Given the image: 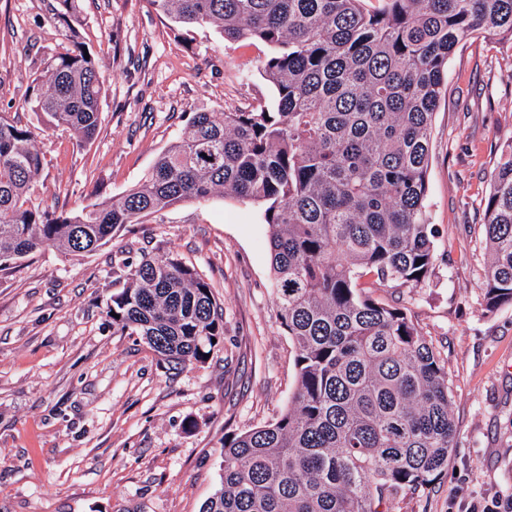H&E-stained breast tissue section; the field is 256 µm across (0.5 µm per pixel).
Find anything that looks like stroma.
<instances>
[{"mask_svg": "<svg viewBox=\"0 0 512 512\" xmlns=\"http://www.w3.org/2000/svg\"><path fill=\"white\" fill-rule=\"evenodd\" d=\"M76 31L104 86L98 134L49 130L33 202L71 211L122 195L193 113L271 103L254 40L184 32L148 0H78ZM61 0H0V113L23 102L66 41ZM512 142V52L473 38L448 60L434 115L427 214L436 266L426 286L372 285L398 306L448 370L455 446L423 495L389 512H512V306L486 312L484 200ZM268 227L223 195L127 225L84 256L44 247L0 272V512H199L220 481L224 437L275 420L296 388V352L278 320ZM179 255L224 306V340L206 363L173 367L112 331L108 305L128 263Z\"/></svg>", "mask_w": 512, "mask_h": 512, "instance_id": "35a3bbf8", "label": "stroma"}]
</instances>
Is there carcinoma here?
<instances>
[{"label":"carcinoma","mask_w":512,"mask_h":512,"mask_svg":"<svg viewBox=\"0 0 512 512\" xmlns=\"http://www.w3.org/2000/svg\"><path fill=\"white\" fill-rule=\"evenodd\" d=\"M25 99L80 142L100 122L102 76L73 28ZM149 0L189 30L262 42L272 105L196 112L122 196L70 212L32 202L37 134L0 114V271L47 245L93 252L128 224L216 193L260 208L281 326L296 349L294 401L275 421L224 437L219 486L200 512H380L426 493L454 447L448 372L402 309L361 280L421 288L435 266L426 218L431 124L448 56L483 37L512 49V0ZM492 313L512 304V144L485 199ZM112 331L169 364H203L224 310L195 267L171 254L128 265Z\"/></svg>","instance_id":"1"}]
</instances>
